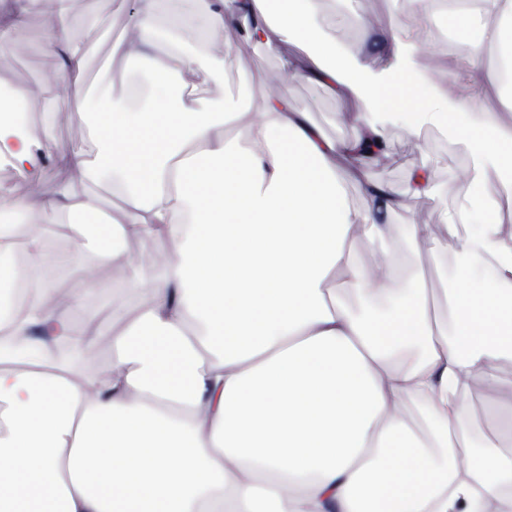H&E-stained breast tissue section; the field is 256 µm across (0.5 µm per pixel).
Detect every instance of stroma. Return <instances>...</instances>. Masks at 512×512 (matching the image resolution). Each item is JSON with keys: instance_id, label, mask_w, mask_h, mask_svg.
Segmentation results:
<instances>
[{"instance_id": "35a3bbf8", "label": "stroma", "mask_w": 512, "mask_h": 512, "mask_svg": "<svg viewBox=\"0 0 512 512\" xmlns=\"http://www.w3.org/2000/svg\"><path fill=\"white\" fill-rule=\"evenodd\" d=\"M70 16L76 29L92 25L98 37L86 48L82 80L86 84L108 87L113 71L124 72L128 86L150 91L148 74L130 70L128 62L113 59L112 45L126 35L137 21V0H70ZM362 17L373 28L404 30L414 26L415 18L405 0H345L343 9L333 10L331 0H323L321 21L327 22L331 36L355 55H366L371 47L361 41L352 25L353 17ZM0 40L14 46L6 65H0V84L26 92V121L31 138H41L44 127H51L58 153L68 154L89 148L85 119L75 110L77 88L59 74L57 58L45 48L47 41L40 9L29 8L25 0H0ZM224 51V79L207 86L209 97H243L253 102L270 99L273 92L286 93L297 111L307 113L323 134L336 141L350 140L358 126L354 120L363 106L343 100L330 88L308 77V52L294 42L280 43L277 51L264 45L243 44L242 32L229 22L220 34ZM432 172V189L417 196L408 193L412 172L419 166ZM495 173L480 156L450 130L425 125L419 130L392 127L386 152L372 165L363 168L359 181L348 182L347 192L354 206L365 203L362 183L371 181L400 192L401 205L384 221V232L404 261L406 279L425 288L440 313H447L444 290L453 273L454 257L442 239L445 213L459 209L477 198L481 184H488L491 198L505 199L504 217L512 216V179L495 182ZM0 188L11 199L25 203L23 223L48 225L52 218L43 195L34 192L17 172L0 165ZM426 224L432 231L430 243L417 244L406 232L407 225ZM162 241L135 239L125 250L132 263L115 266L95 262L92 278L74 282L82 293L85 312L110 323L108 331L92 338V348L101 365L112 364V336L123 324L111 316L112 309L135 313L136 300L127 289L134 270L143 266L153 252L167 250ZM471 410L473 439L476 446L486 445L497 436L489 408L495 399L488 386L470 388L466 396Z\"/></svg>"}]
</instances>
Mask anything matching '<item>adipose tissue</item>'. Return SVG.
<instances>
[{
  "mask_svg": "<svg viewBox=\"0 0 512 512\" xmlns=\"http://www.w3.org/2000/svg\"><path fill=\"white\" fill-rule=\"evenodd\" d=\"M69 0H53L48 49L80 79L83 35ZM413 29L355 26L372 52L362 60L329 40L321 0H137L139 21L112 48L144 62L157 96L133 107L94 93L85 116L95 157L62 156L91 187L121 189L120 215L97 194L47 191L51 211L72 221L81 255L55 265L86 275L84 256L122 264V244L167 242L166 262L140 289L137 316L116 335V362L97 379L58 362L73 339L79 294L52 307L45 246L23 225L0 222V512H512V433L478 449L459 384L512 383V228L468 206L442 226L459 274L440 314L422 288L399 285L391 252L368 270L361 240L383 236L400 205L382 184L363 185L353 206L337 155L385 146L393 121L451 128L500 173L512 172V130L479 94L512 109V0H407ZM236 16L248 41L308 48L310 72L340 97L361 100L360 130L346 144L325 136L287 97L260 104L206 98L224 56L186 49L181 30L214 32ZM477 27L446 85L428 84L415 52L428 20ZM169 49H156L160 40ZM239 132L226 136L228 128ZM51 130L19 133L0 103V162L42 186ZM469 225L460 234L461 225ZM28 260L19 263V239ZM423 402L420 429L401 407Z\"/></svg>",
  "mask_w": 512,
  "mask_h": 512,
  "instance_id": "ef3b65f1",
  "label": "adipose tissue"
}]
</instances>
